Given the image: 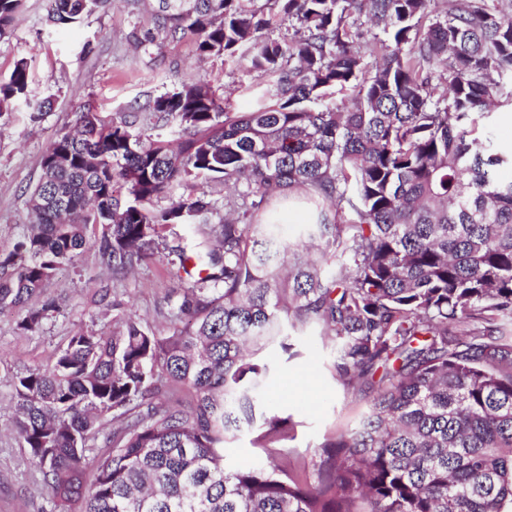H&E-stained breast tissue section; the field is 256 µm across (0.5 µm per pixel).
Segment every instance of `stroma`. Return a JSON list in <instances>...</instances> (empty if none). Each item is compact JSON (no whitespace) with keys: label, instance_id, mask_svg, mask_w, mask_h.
Here are the masks:
<instances>
[{"label":"stroma","instance_id":"stroma-1","mask_svg":"<svg viewBox=\"0 0 512 512\" xmlns=\"http://www.w3.org/2000/svg\"><path fill=\"white\" fill-rule=\"evenodd\" d=\"M152 2L113 0L80 24L57 30L47 23L48 0H25L13 28L0 37V78L26 60L30 99L53 101L37 120L23 103L0 117V249H10L25 231L27 192L39 179L42 155L55 136L74 128L81 112L117 119L131 106L199 80L223 86L234 111L249 112L262 103L268 80L247 61L227 66L200 59L189 36L135 42L134 33L152 26ZM103 284L112 303L136 311L150 326H168L164 297L178 285L169 268L152 260L135 276L114 279L91 245L42 288L40 300H55L60 310L36 333L18 330L22 308L0 313V512H48L40 475L10 429L13 383L21 372L50 364L68 336L81 330L111 333L116 313L97 303ZM294 344L296 356H272L265 394L280 412L293 416L295 446L314 447L355 428L371 396L343 393L331 371L334 352L322 346L317 330L296 333Z\"/></svg>","mask_w":512,"mask_h":512}]
</instances>
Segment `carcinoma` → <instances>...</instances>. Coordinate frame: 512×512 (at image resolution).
<instances>
[{
	"label": "carcinoma",
	"instance_id": "carcinoma-1",
	"mask_svg": "<svg viewBox=\"0 0 512 512\" xmlns=\"http://www.w3.org/2000/svg\"><path fill=\"white\" fill-rule=\"evenodd\" d=\"M23 2L0 0V37ZM108 2L49 0L47 21ZM430 2L155 0L138 42L190 34L226 65L248 51L269 89L251 112L204 80L148 100L175 147L135 112L87 111L44 153L31 230L0 250V310L89 243L115 278L157 259L187 282L170 327L126 311L16 377L13 429L52 512H512V150L478 129L512 103V13L445 0L426 24ZM29 79L22 59L0 79V117ZM199 180L235 189L228 211ZM296 195L312 221L290 242L276 213ZM288 327L319 329L343 391L373 394L354 431L304 452L260 401ZM244 429L266 462L230 469Z\"/></svg>",
	"mask_w": 512,
	"mask_h": 512
}]
</instances>
